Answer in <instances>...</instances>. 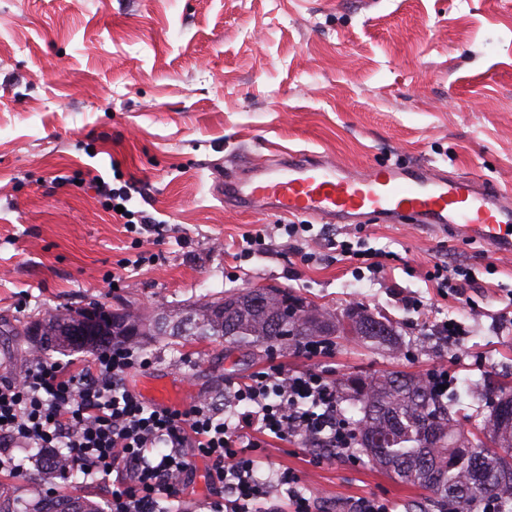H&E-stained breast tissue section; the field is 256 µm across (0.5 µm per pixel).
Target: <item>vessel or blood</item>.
Wrapping results in <instances>:
<instances>
[{
    "label": "vessel or blood",
    "mask_w": 512,
    "mask_h": 512,
    "mask_svg": "<svg viewBox=\"0 0 512 512\" xmlns=\"http://www.w3.org/2000/svg\"><path fill=\"white\" fill-rule=\"evenodd\" d=\"M225 207L303 215L327 224L362 216L451 233L494 252H512V192L486 180L427 164L349 169L300 152L243 160L219 185Z\"/></svg>",
    "instance_id": "b4317fda"
}]
</instances>
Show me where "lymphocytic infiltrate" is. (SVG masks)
<instances>
[{
	"label": "lymphocytic infiltrate",
	"mask_w": 512,
	"mask_h": 512,
	"mask_svg": "<svg viewBox=\"0 0 512 512\" xmlns=\"http://www.w3.org/2000/svg\"><path fill=\"white\" fill-rule=\"evenodd\" d=\"M151 363L134 346H115L79 369L41 358L1 381L0 472H21L14 449L62 446L84 478L112 477L109 512H162V502L183 499L199 458L208 467L206 512H254L259 504L281 512L282 491L293 512H312L294 472L256 477L255 449L297 437L348 457L358 443L356 423L322 372L272 366L233 386L228 410L209 399L180 410L148 404L128 386L129 374Z\"/></svg>",
	"instance_id": "lymphocytic-infiltrate-1"
}]
</instances>
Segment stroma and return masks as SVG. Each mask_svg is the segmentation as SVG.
<instances>
[{"label": "stroma", "instance_id": "stroma-1", "mask_svg": "<svg viewBox=\"0 0 512 512\" xmlns=\"http://www.w3.org/2000/svg\"><path fill=\"white\" fill-rule=\"evenodd\" d=\"M289 150L352 169L430 163L512 190V0H0V379L30 360L13 328L58 310L175 313L275 285L335 313L360 301L402 346L339 336L309 360L292 344L157 338L129 386L170 384L183 408L270 365L337 383L442 366L459 427L477 431L489 408L470 389L512 382V253L405 224L316 222L292 244L281 216L225 208V166ZM100 180L129 187L150 227L113 213ZM257 233L266 248L241 254ZM342 239L397 259L359 276ZM437 263L474 280L439 292ZM258 455L292 470L320 512L372 497L440 512L361 453L288 438Z\"/></svg>", "mask_w": 512, "mask_h": 512}]
</instances>
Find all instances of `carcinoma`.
Wrapping results in <instances>:
<instances>
[{"label":"carcinoma","instance_id":"cac0c4a2","mask_svg":"<svg viewBox=\"0 0 512 512\" xmlns=\"http://www.w3.org/2000/svg\"><path fill=\"white\" fill-rule=\"evenodd\" d=\"M80 310L66 309L44 320L41 336L60 350H101L136 340L122 323L89 319L86 340L69 342L63 325ZM121 317L139 324L143 336H221L236 346L296 344L316 337L358 336L377 347L398 345L393 322L382 320L361 304L341 315L312 307L292 292L256 288L227 293L184 313L144 316L130 310ZM340 391L359 405V446L374 464L401 482L418 485L439 502L452 499L456 512H478L487 498L498 500L499 512H512V419L489 412L484 438L469 439L458 430L453 402L437 400L416 375L389 373L367 379L346 377ZM38 473L55 476L68 466L66 455L36 456ZM27 512H102L85 498L48 499L34 491Z\"/></svg>","mask_w":512,"mask_h":512}]
</instances>
